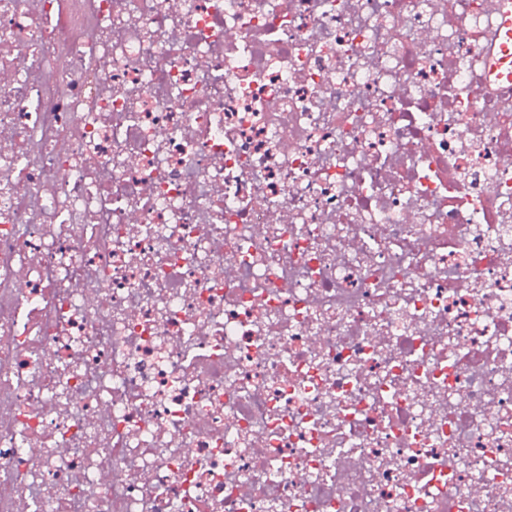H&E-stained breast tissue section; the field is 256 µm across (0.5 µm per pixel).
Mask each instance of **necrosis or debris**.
Segmentation results:
<instances>
[{"label":"necrosis or debris","mask_w":512,"mask_h":512,"mask_svg":"<svg viewBox=\"0 0 512 512\" xmlns=\"http://www.w3.org/2000/svg\"><path fill=\"white\" fill-rule=\"evenodd\" d=\"M496 5L0 0V512H512Z\"/></svg>","instance_id":"obj_1"}]
</instances>
